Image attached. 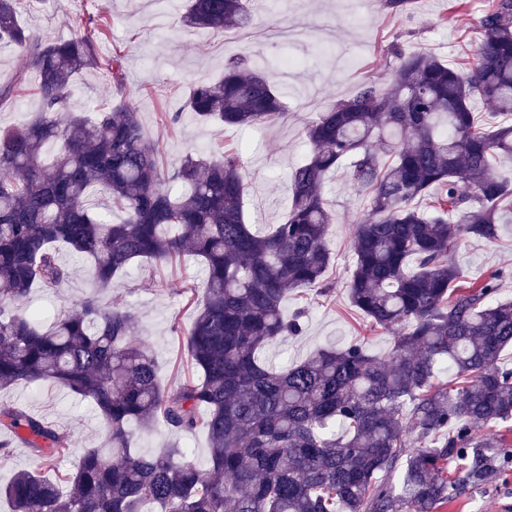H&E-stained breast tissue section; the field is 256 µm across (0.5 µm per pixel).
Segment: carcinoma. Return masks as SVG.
Instances as JSON below:
<instances>
[{
  "mask_svg": "<svg viewBox=\"0 0 512 512\" xmlns=\"http://www.w3.org/2000/svg\"><path fill=\"white\" fill-rule=\"evenodd\" d=\"M24 2L0 0V47L29 59L40 101L30 121L0 130V387L52 382L91 402L109 447L51 478L68 434L0 409V448L24 432L38 460L0 487L11 512H437L495 483L508 454L480 430L512 422V368L501 362L512 300L497 298L500 273L470 281L448 255L463 239L497 241L512 209V172L495 171L497 157L512 156V0H488L475 67L393 44L387 83L362 84L319 113L307 160L287 174L288 215L266 235L248 224L238 155L188 153L165 167L127 101L122 51L100 57L88 33L46 41L21 24ZM182 22L234 29L250 15L244 0H188ZM91 69L109 75L114 103L89 118L68 112V92ZM478 100L492 108L487 126ZM182 111L240 128L285 114L274 75L246 56L192 83ZM49 145L59 152L46 165ZM345 161L371 194L354 227L350 301L398 336L384 358L353 342L270 365L260 351L302 331L305 312L285 313L288 293L327 292L334 212L324 183ZM94 188L122 223L94 211ZM432 188L427 214L415 200ZM60 245L92 261L97 291L46 327L17 305L68 280ZM187 251L205 265L183 338L194 374L166 390L150 348L132 340L136 315L99 292L134 263ZM445 366L453 386L439 380ZM159 419L175 433L205 430L206 461L174 445L135 451L131 425Z\"/></svg>",
  "mask_w": 512,
  "mask_h": 512,
  "instance_id": "carcinoma-1",
  "label": "carcinoma"
}]
</instances>
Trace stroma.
Masks as SVG:
<instances>
[{
	"label": "stroma",
	"instance_id": "stroma-1",
	"mask_svg": "<svg viewBox=\"0 0 512 512\" xmlns=\"http://www.w3.org/2000/svg\"><path fill=\"white\" fill-rule=\"evenodd\" d=\"M372 4L367 11L360 0H246L253 16L251 27L218 32L185 26L184 0H32L21 13V22L43 39L56 41L73 36L76 16L104 15L108 25L98 38L97 50L108 57L113 48H124L128 98L164 162L174 165L190 151L238 153L244 164L246 212L253 229L265 234L288 212L286 175L308 155L307 126L362 83H386L391 76L392 61L387 56L391 44L407 52L435 55L451 66L476 61L482 40L477 20L486 0H409L404 10L394 14L383 9L382 0ZM240 55L271 64L280 88L287 91V118L237 128L207 123L182 111L188 83L222 75L225 63ZM23 66L22 56L13 48L0 49V85L14 83L18 74L26 76L15 97L0 105L2 128L27 122L39 108L35 74ZM111 95L102 71L90 70L77 77L69 106L74 112H92ZM176 111L180 120L170 123L168 116ZM324 191L335 213L329 235L333 260L325 274L328 293L320 296L309 288L289 293L288 310H305L306 317L299 335L262 351V358L277 366L355 340L363 341L368 352L378 357L386 356L393 346V332L371 328L348 295L354 269L353 226L368 212L370 197L353 185L346 165L329 174ZM450 257L474 280L501 271L499 295L512 299V223L501 225L497 242L466 239ZM60 258L70 268L69 279L55 289H32L25 302L48 323L61 309L79 305L94 289L88 262L65 249ZM202 278L200 262L185 254L158 265L135 266L114 278L105 294L137 315L141 337L150 345L168 390L192 374L181 344L195 316L193 304L202 298ZM4 407L24 408L69 433L71 452L57 462L59 471L72 469L83 449L106 445L93 406L64 388L47 383L0 388V408ZM170 442L198 459L208 456L207 435L201 430L179 435L160 423L136 433V449L141 453H156ZM506 500L512 501V461L496 484L467 489L440 512H498V505Z\"/></svg>",
	"mask_w": 512,
	"mask_h": 512
}]
</instances>
